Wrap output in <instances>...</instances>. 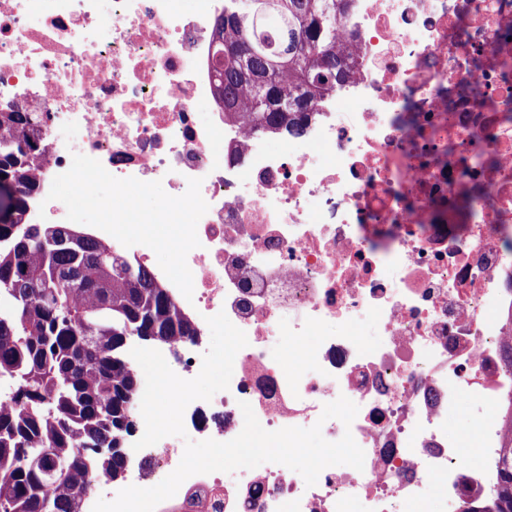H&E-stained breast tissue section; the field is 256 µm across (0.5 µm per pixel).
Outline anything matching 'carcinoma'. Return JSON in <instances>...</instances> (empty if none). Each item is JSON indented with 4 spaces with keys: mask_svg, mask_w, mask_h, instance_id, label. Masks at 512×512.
<instances>
[{
    "mask_svg": "<svg viewBox=\"0 0 512 512\" xmlns=\"http://www.w3.org/2000/svg\"><path fill=\"white\" fill-rule=\"evenodd\" d=\"M215 25L214 86L224 111L258 133L299 129L341 82L336 36L350 0H224ZM239 47L246 56L224 54ZM28 112H0V508L84 512L93 480L122 457L105 452L135 430L137 339L166 345L198 336L174 292L140 262L72 225L28 224L43 151ZM491 501L459 512H512V427L497 457Z\"/></svg>",
    "mask_w": 512,
    "mask_h": 512,
    "instance_id": "carcinoma-1",
    "label": "carcinoma"
}]
</instances>
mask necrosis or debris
Segmentation results:
<instances>
[{
	"mask_svg": "<svg viewBox=\"0 0 512 512\" xmlns=\"http://www.w3.org/2000/svg\"><path fill=\"white\" fill-rule=\"evenodd\" d=\"M223 11L0 0V110L34 113L44 143L29 223H67L48 194L76 153L173 196L201 179L209 208L184 305L200 340L165 360L196 377L220 312L248 339L228 390L191 402L185 437L146 447L152 468L125 485L161 482L186 440L235 438L245 401L269 431L351 433L363 470L330 466L311 487L272 462L196 474L155 512H457L488 499L512 418V0H353L346 77L303 132L270 136L224 119L211 77ZM341 396L358 407L348 427L321 417ZM463 407L480 428L471 450L448 429Z\"/></svg>",
	"mask_w": 512,
	"mask_h": 512,
	"instance_id": "1",
	"label": "necrosis or debris"
}]
</instances>
